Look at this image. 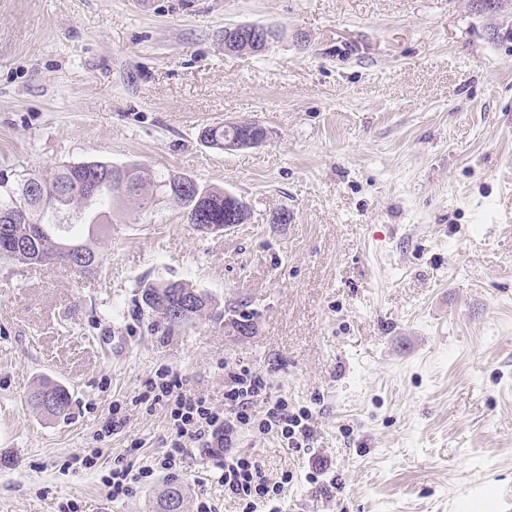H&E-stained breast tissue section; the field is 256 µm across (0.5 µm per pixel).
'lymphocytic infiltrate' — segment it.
Returning a JSON list of instances; mask_svg holds the SVG:
<instances>
[{
    "label": "lymphocytic infiltrate",
    "instance_id": "1",
    "mask_svg": "<svg viewBox=\"0 0 512 512\" xmlns=\"http://www.w3.org/2000/svg\"><path fill=\"white\" fill-rule=\"evenodd\" d=\"M224 387V408L216 410L207 399L196 396L185 386L182 377L161 370L157 377L144 384L137 398L147 409L162 407L170 415L171 435L167 450L156 464L146 465L138 474H131L122 459L112 463L111 500L132 496L138 484L150 478L155 470L177 471L186 448H220L224 451V489L241 499H266L275 495L274 487L263 479L256 465L237 455L236 445L246 432L259 430L276 434L288 447L309 449L315 428L312 416L305 410L291 411L283 398L273 397L262 379L251 370L227 374Z\"/></svg>",
    "mask_w": 512,
    "mask_h": 512
}]
</instances>
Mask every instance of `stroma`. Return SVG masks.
I'll return each mask as SVG.
<instances>
[{"mask_svg":"<svg viewBox=\"0 0 512 512\" xmlns=\"http://www.w3.org/2000/svg\"><path fill=\"white\" fill-rule=\"evenodd\" d=\"M251 23L280 41L225 53V26ZM242 119L263 145L199 139ZM89 160L190 175L251 217L213 235L167 202L120 215L93 277L0 263V512H153L169 482L188 512H243L202 448L132 498L106 486L116 457L136 470L166 450V409L134 401L158 369L218 406L243 367L311 411L331 463L311 483L306 454L246 433L280 512H505L512 0H0V170ZM165 280L248 304L254 335L156 323L140 288ZM42 376L69 389L68 420L28 406ZM92 447L93 468L73 464Z\"/></svg>","mask_w":512,"mask_h":512,"instance_id":"obj_1","label":"stroma"}]
</instances>
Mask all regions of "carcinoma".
I'll return each mask as SVG.
<instances>
[{"label": "carcinoma", "mask_w": 512, "mask_h": 512, "mask_svg": "<svg viewBox=\"0 0 512 512\" xmlns=\"http://www.w3.org/2000/svg\"><path fill=\"white\" fill-rule=\"evenodd\" d=\"M111 168L112 163L104 161L68 163L0 183V261L27 266L56 263L69 267L78 277L99 272L102 257L98 244L112 230L114 211L139 214L150 210L156 201L170 195L174 176L133 163L125 182H111ZM175 207L196 231L207 224H244L250 215L247 202L225 196L224 188L217 186L205 187L202 194L193 191L175 201ZM70 212L85 219L81 225L69 223L67 228L70 239L87 255L86 264H72L56 246L51 232L26 250L12 248L13 242L31 239L37 225H55L58 215ZM141 300L148 315L170 328L193 325L201 319L224 320L211 294L180 280L145 284ZM188 300L191 307L187 309ZM28 403L39 414L65 419L70 415L72 397L66 387L43 378ZM158 498L159 508L175 499L179 512H185L186 496L181 487L167 484Z\"/></svg>", "instance_id": "carcinoma-1"}]
</instances>
